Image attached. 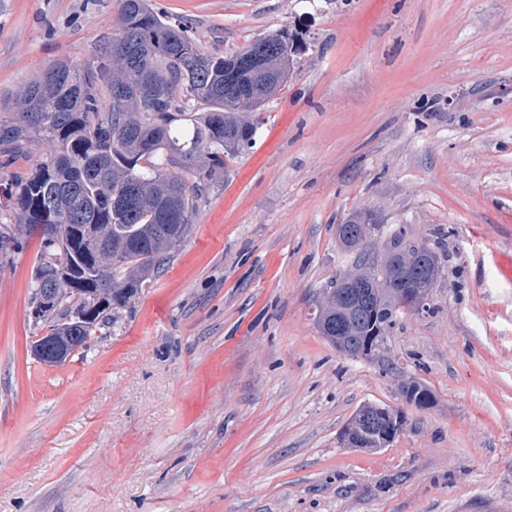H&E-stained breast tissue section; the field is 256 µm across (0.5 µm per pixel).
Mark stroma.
Instances as JSON below:
<instances>
[{
    "label": "stroma",
    "instance_id": "35a3bbf8",
    "mask_svg": "<svg viewBox=\"0 0 512 512\" xmlns=\"http://www.w3.org/2000/svg\"><path fill=\"white\" fill-rule=\"evenodd\" d=\"M208 52L298 26L305 51L226 158L191 236L65 363L31 354L38 236L0 264V512H512V0H156ZM117 0H0V116L91 59ZM371 211L440 257L384 359L320 336ZM415 379L433 407L404 403ZM403 409L378 450L339 434Z\"/></svg>",
    "mask_w": 512,
    "mask_h": 512
}]
</instances>
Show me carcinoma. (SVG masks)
<instances>
[{
    "label": "carcinoma",
    "mask_w": 512,
    "mask_h": 512,
    "mask_svg": "<svg viewBox=\"0 0 512 512\" xmlns=\"http://www.w3.org/2000/svg\"><path fill=\"white\" fill-rule=\"evenodd\" d=\"M120 29L102 40L80 70L59 62L17 95L15 115L0 118V257L7 259L32 224H57L42 237L35 275L38 288H65L68 295L43 313L50 336H68V352L116 322L143 282L170 261L191 233L202 190L183 174L210 178L224 173V158L251 144L252 114L275 96L294 69L301 38L274 34L277 69L260 74L241 62L260 41L231 55L206 53L185 27L164 20L149 0H118ZM206 111L188 115L193 104ZM41 141L45 160L26 172L12 168L13 155ZM358 216L337 225L340 244L353 249ZM417 253L399 256L377 275L364 270L362 254L352 268L362 283L336 275L320 299L315 325L336 344V325L348 328L347 356L358 357L362 339L376 327L393 328L398 312L386 288L415 286L424 269ZM112 289L104 304L87 293ZM407 403L428 408L435 395L425 385H401Z\"/></svg>",
    "instance_id": "cac0c4a2"
}]
</instances>
